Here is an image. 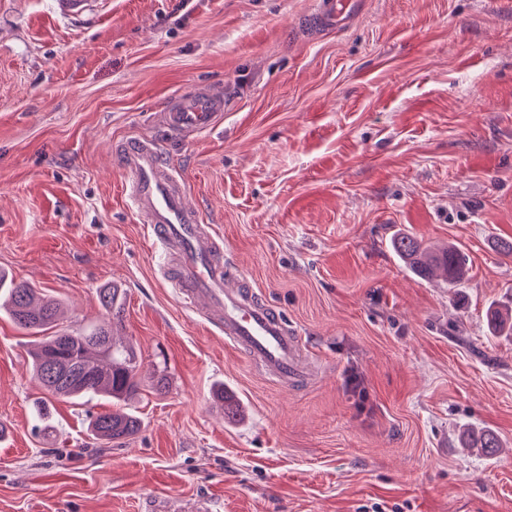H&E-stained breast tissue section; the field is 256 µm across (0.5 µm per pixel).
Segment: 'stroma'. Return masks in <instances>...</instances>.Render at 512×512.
Returning a JSON list of instances; mask_svg holds the SVG:
<instances>
[{"label":"stroma","mask_w":512,"mask_h":512,"mask_svg":"<svg viewBox=\"0 0 512 512\" xmlns=\"http://www.w3.org/2000/svg\"><path fill=\"white\" fill-rule=\"evenodd\" d=\"M89 2L0 0V273L70 329L120 288L141 426L94 439L111 400L51 398L1 310L0 512H512V336L485 319L512 306V0H358L336 24L324 0ZM192 88L223 123L170 138L156 115ZM131 136L180 168L309 381L263 377L163 278L112 156ZM397 233L458 244L469 281L416 277Z\"/></svg>","instance_id":"1"}]
</instances>
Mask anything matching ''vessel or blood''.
<instances>
[{
    "label": "vessel or blood",
    "instance_id": "1",
    "mask_svg": "<svg viewBox=\"0 0 512 512\" xmlns=\"http://www.w3.org/2000/svg\"><path fill=\"white\" fill-rule=\"evenodd\" d=\"M158 117L165 131L185 139L223 119L224 97L213 91L185 93ZM113 156L130 175L125 198L165 254L164 269L184 300H203L225 343L243 353L254 369L290 385L307 381L310 371L298 336L277 310L256 297L246 277L231 272L180 173L157 142L122 139L114 143Z\"/></svg>",
    "mask_w": 512,
    "mask_h": 512
}]
</instances>
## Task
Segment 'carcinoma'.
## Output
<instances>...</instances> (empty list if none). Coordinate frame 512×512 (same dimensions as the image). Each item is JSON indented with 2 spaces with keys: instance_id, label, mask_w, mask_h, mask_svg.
I'll return each mask as SVG.
<instances>
[{
  "instance_id": "1",
  "label": "carcinoma",
  "mask_w": 512,
  "mask_h": 512,
  "mask_svg": "<svg viewBox=\"0 0 512 512\" xmlns=\"http://www.w3.org/2000/svg\"><path fill=\"white\" fill-rule=\"evenodd\" d=\"M395 253L417 275L426 277L435 271L444 275L454 288L462 287L468 275L467 255L450 246L433 251L415 237L399 236L392 240ZM0 290L5 291L4 309L21 330L35 337L30 351L33 369L42 386L54 398L72 401L100 395L126 402L137 395L139 356L134 346L114 336L115 320L122 313V295L117 288H103L98 297L107 320L88 329L59 327L60 302L28 283H15L0 276ZM490 325L512 335V313L498 308L487 311ZM62 356L74 372L76 381H59L47 372L46 360ZM138 418L124 410L99 413L92 417L90 431L94 438L121 443L139 429ZM465 447L491 453L499 447L490 432L471 435Z\"/></svg>"
}]
</instances>
